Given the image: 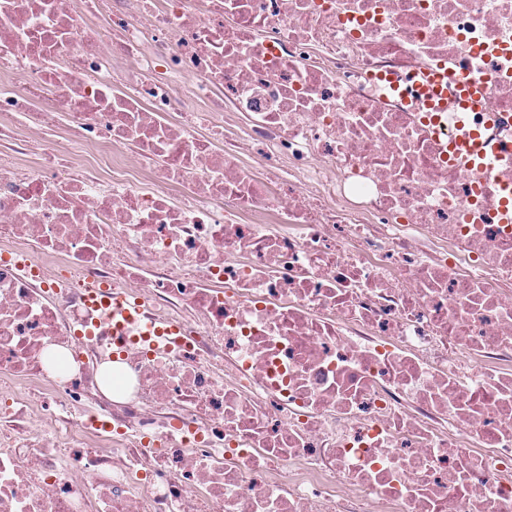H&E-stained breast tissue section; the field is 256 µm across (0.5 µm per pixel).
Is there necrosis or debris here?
Returning a JSON list of instances; mask_svg holds the SVG:
<instances>
[{
  "mask_svg": "<svg viewBox=\"0 0 512 512\" xmlns=\"http://www.w3.org/2000/svg\"><path fill=\"white\" fill-rule=\"evenodd\" d=\"M509 185L512 0H0V512H512ZM424 78L426 80V88L432 98H438L439 104L436 106L433 99L430 100L428 107L432 108L433 112H443L444 101L448 99V71L437 72L428 71ZM458 112H481L486 95L485 79L479 74L462 71L450 78ZM487 142L480 128H469L453 140V153L455 156L464 155L482 159L486 154ZM87 307L91 311L105 310L109 315V324L115 336H123L125 343L133 331L143 340L157 336L151 322L145 321L137 302H132L121 294L112 295V289L99 290L90 288L85 296Z\"/></svg>",
  "mask_w": 512,
  "mask_h": 512,
  "instance_id": "4bbe7bcc",
  "label": "necrosis or debris"
}]
</instances>
